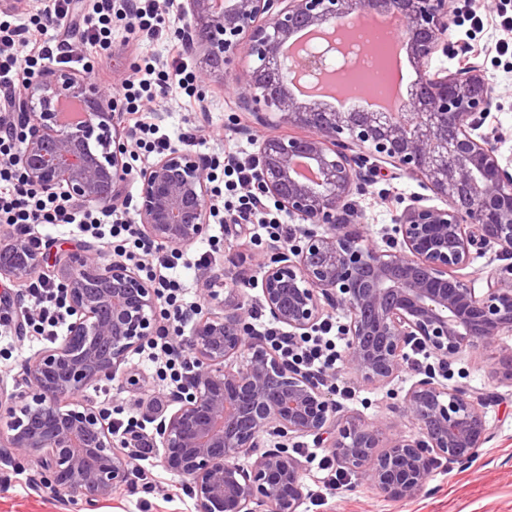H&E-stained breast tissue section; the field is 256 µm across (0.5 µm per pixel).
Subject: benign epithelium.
I'll return each instance as SVG.
<instances>
[{"label": "benign epithelium", "mask_w": 512, "mask_h": 512, "mask_svg": "<svg viewBox=\"0 0 512 512\" xmlns=\"http://www.w3.org/2000/svg\"><path fill=\"white\" fill-rule=\"evenodd\" d=\"M192 24L182 34L187 51L202 57L203 79L236 72L241 109L270 130L259 141L252 196L273 198L303 224L286 248L270 247L260 260L259 302L271 318L306 336L324 315L342 311L349 336L346 371L368 383L390 380L404 349L424 346L442 366L512 333V170L502 164L498 127L481 131L491 97L483 67L465 61L455 71L432 66L448 53L449 0H181ZM384 10L404 24L418 78L402 120L392 112H331L306 105L285 85L283 45L300 27L324 31L355 14ZM333 42L303 47L299 78L329 74L346 88L345 69L329 71ZM63 100L83 107L64 123ZM25 128L16 162L27 180L84 205L116 201L129 177L134 132L115 104L78 74L44 69L23 89ZM296 128L299 135L279 134ZM303 160L315 176L302 180ZM373 169L419 180L446 207L415 197L395 218L393 250L365 241L353 229L352 197ZM136 222L141 236L183 249L203 239L214 209L207 161L172 150L139 173ZM486 288L478 294L461 273L477 257ZM62 268L72 320L61 343L24 364L27 391L9 409L0 447L37 459L46 482L60 494H81L94 504L112 498L135 463L117 444L107 414L75 398L117 378L131 352L161 333L157 293L120 259L56 253L51 266L23 236L0 242V273L17 282ZM249 306L224 302L194 319L186 344L196 369L189 388L174 396L178 408L161 418L158 434L166 470L192 488L195 512H299L305 464L288 442L314 436L341 467L368 488L407 500L425 486L434 460L467 464L488 442L482 395L449 388L429 371L406 392L401 415L419 426L415 438L384 443L381 423L349 417L338 422L336 402L324 390L330 376L283 363L254 336ZM271 432L278 446L253 464L239 462Z\"/></svg>", "instance_id": "1"}]
</instances>
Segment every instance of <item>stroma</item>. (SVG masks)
<instances>
[{
	"mask_svg": "<svg viewBox=\"0 0 512 512\" xmlns=\"http://www.w3.org/2000/svg\"><path fill=\"white\" fill-rule=\"evenodd\" d=\"M499 0H452V24L447 54L437 55L434 66L456 70L465 51L477 53L491 90V114L488 125L501 128L504 139L500 146L502 160H512V63L499 61L496 46L507 34L499 26ZM477 12L484 27L474 38H467L470 27L468 12ZM114 44L110 55L96 61L94 81L99 90L133 77L139 64L151 58L169 60L168 46L126 30L123 22L112 24ZM155 121L171 140L191 132L194 126L208 125L210 138L197 147L198 155L207 157L234 152L243 157L255 156L261 130L246 123L247 116L238 108V88L233 75H212L209 81L195 82L191 95H159L151 102ZM423 186L406 175L383 176L372 174L365 193L354 196L359 210V229L369 242L386 247L394 219L413 197L422 195ZM207 243L212 249L211 264L199 271L183 275L187 299L212 289L207 305L223 306L232 293H239L249 307H257L260 289L253 280L259 279L258 262L267 255L271 241L257 225L211 224ZM238 291H231V284ZM45 342L34 340L15 352H0V386L7 393L22 394L26 385L21 369L24 361L45 349ZM512 350V334L502 336L498 347L474 352L451 362L444 368L445 383L454 387L465 385L489 394L485 416L490 439L479 448L472 462L458 464L438 459L423 490L415 497L394 501L360 485L355 476H347L343 484L324 491L322 497L311 492L318 474L316 464H309L304 477L305 498L301 512H512V383L503 380L499 367L505 351ZM423 371L402 366L386 383L363 382L346 371L333 379L336 386L355 389L351 401H340L341 416H354L366 423L386 425L392 437L417 435L418 426L401 417L402 399ZM111 413L123 412L147 420L148 436H155L159 415L175 408L168 382L163 381L156 364L141 351L130 353L124 378L101 382L80 398ZM13 457L0 454V512H195L190 496L166 497L167 485L181 484V477L167 471L161 462L160 451H152L140 467L152 478L156 488L152 494L133 495L118 490L107 501L87 509L82 497L60 499L50 486L42 483L43 470L39 462L28 460L23 473L11 468Z\"/></svg>",
	"mask_w": 512,
	"mask_h": 512,
	"instance_id": "1",
	"label": "stroma"
}]
</instances>
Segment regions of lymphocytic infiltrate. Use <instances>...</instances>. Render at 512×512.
<instances>
[{"mask_svg": "<svg viewBox=\"0 0 512 512\" xmlns=\"http://www.w3.org/2000/svg\"><path fill=\"white\" fill-rule=\"evenodd\" d=\"M74 0H46L42 11L16 24L8 12H0V224L12 227L20 235L31 236L39 224H74L80 232L90 234L99 246L117 255L129 250L142 251L150 263L141 267L148 280L154 282L159 300L166 311L168 326L162 336L148 341L151 361L162 362L176 388H185L193 371V363L181 346L183 325L195 306L183 303V284L176 276L177 268L202 269L208 266L207 254L193 259L169 246L146 241L138 228L127 220L117 205L88 207L61 194H47L28 183L16 162L22 146V129L15 116V92L50 64H77L86 75L94 68L86 54L96 48L110 49L113 20L124 21L134 32L169 41L172 25L159 10V0H93L90 11L73 14ZM174 60L170 69H159L145 62L136 80H125L117 92L126 101L124 111L128 125L138 133L137 143L150 154L161 155L172 150L169 136L161 134L151 113L142 107L143 99L157 93L187 89L195 75L185 61L182 45L171 43ZM213 170L221 174L214 185V196L223 198L224 211L231 223L250 222L259 217L271 240L288 242L292 229L277 218L263 214L247 193L254 178L253 160L228 154L212 159ZM15 317L21 318L25 331L43 339L57 336L65 320L66 300L62 288L41 278L25 281L16 299L5 302ZM253 320L261 324L259 334L284 361L321 372L336 363V323L323 320L309 336L297 339L279 328L264 324L261 310H254Z\"/></svg>", "mask_w": 512, "mask_h": 512, "instance_id": "f902f5d3", "label": "lymphocytic infiltrate"}]
</instances>
